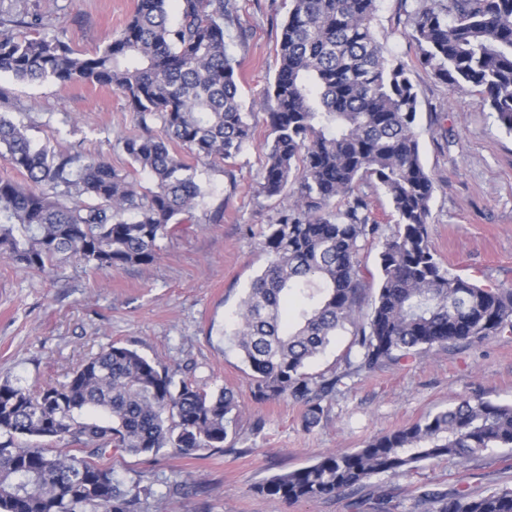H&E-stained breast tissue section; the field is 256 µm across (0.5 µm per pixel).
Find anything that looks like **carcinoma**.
<instances>
[{
    "label": "carcinoma",
    "instance_id": "cac0c4a2",
    "mask_svg": "<svg viewBox=\"0 0 512 512\" xmlns=\"http://www.w3.org/2000/svg\"><path fill=\"white\" fill-rule=\"evenodd\" d=\"M377 3L292 0L267 89L274 107L261 193L278 197L290 187L295 199L261 234L267 264L241 300L232 341L255 399L302 404L308 428L342 376L312 375L306 366L342 333L350 336L343 361L357 373L439 346L512 337V289L450 272L431 245L434 182L420 159L418 93L411 66L387 56L374 34ZM240 9V0H137L93 54L46 32L37 14L0 19L1 73L113 88L143 129L158 122L164 131L123 142L148 177L145 187L104 157L33 145L0 113V158L27 179L0 176L1 254L38 272L63 259L119 270L157 258L158 241L191 220L203 197L196 166L179 150L228 166L254 136L226 42ZM411 30L417 62L462 92L478 90L512 132V0H430L414 12ZM368 181L391 199L387 236L360 189ZM376 239L378 288L364 313L359 255ZM236 410L232 391L178 381L118 343L59 387L0 383V512H147L151 489L124 485L105 457L222 448ZM488 448L512 452V405L475 395L354 452L274 476L260 491L289 504L312 501L425 462L464 465ZM421 499L432 512H512L508 486L478 495L463 485L426 490Z\"/></svg>",
    "mask_w": 512,
    "mask_h": 512
}]
</instances>
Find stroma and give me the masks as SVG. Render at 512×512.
Listing matches in <instances>:
<instances>
[{"label": "stroma", "mask_w": 512, "mask_h": 512, "mask_svg": "<svg viewBox=\"0 0 512 512\" xmlns=\"http://www.w3.org/2000/svg\"><path fill=\"white\" fill-rule=\"evenodd\" d=\"M425 0H379L374 32L388 52L410 63L420 108L421 160L434 181L428 231L449 271L486 285L512 287V133L483 96L461 92L417 65L409 18ZM81 52L104 47L136 0H21ZM229 53L241 63L240 91L254 112L252 141L234 166L198 165L205 190L196 221L159 242L157 259L117 271L73 263L60 276L0 257V383L35 389L65 382L83 360L113 343L168 367L177 378L233 390L236 430L223 447L181 456L113 453L125 484L151 488L149 512H428L422 490L467 485L474 493L512 486V457L500 448L457 466L435 461L403 476L378 475L349 495L286 504L258 493L267 478L350 453L381 433L480 393L512 403V340L454 344L372 373L343 379L306 427L305 409L282 398L257 401L250 371L229 337L246 288L267 263L260 234L276 223L287 197L259 192L270 130L263 105L278 66L276 48L290 0H241ZM0 110L38 144L83 156L103 155L131 171L123 149L139 133L122 94L86 82L28 83L0 74Z\"/></svg>", "instance_id": "35a3bbf8"}]
</instances>
